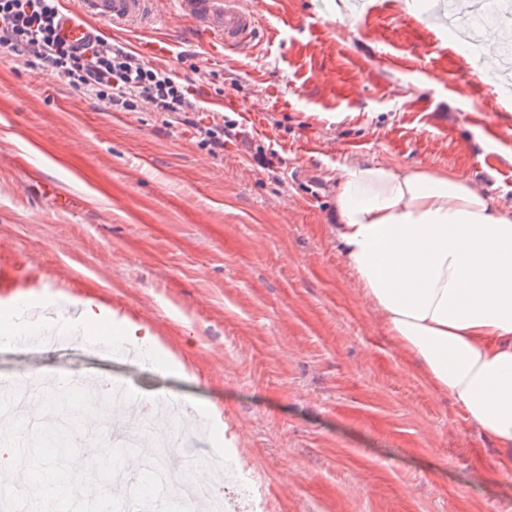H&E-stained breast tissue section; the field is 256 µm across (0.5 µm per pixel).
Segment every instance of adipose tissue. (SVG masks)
Wrapping results in <instances>:
<instances>
[{
	"mask_svg": "<svg viewBox=\"0 0 512 512\" xmlns=\"http://www.w3.org/2000/svg\"><path fill=\"white\" fill-rule=\"evenodd\" d=\"M335 234L363 298L512 473V213L466 179L341 167Z\"/></svg>",
	"mask_w": 512,
	"mask_h": 512,
	"instance_id": "1",
	"label": "adipose tissue"
}]
</instances>
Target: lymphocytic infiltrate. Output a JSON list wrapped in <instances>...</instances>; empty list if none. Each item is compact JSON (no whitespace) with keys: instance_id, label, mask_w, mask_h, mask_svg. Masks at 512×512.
<instances>
[{"instance_id":"lymphocytic-infiltrate-1","label":"lymphocytic infiltrate","mask_w":512,"mask_h":512,"mask_svg":"<svg viewBox=\"0 0 512 512\" xmlns=\"http://www.w3.org/2000/svg\"><path fill=\"white\" fill-rule=\"evenodd\" d=\"M59 0H0V46L26 62L55 72L115 112L159 113L195 126L210 155L224 151L223 116L196 125L200 99L172 70L154 66L118 42L98 35L76 46L58 32Z\"/></svg>"}]
</instances>
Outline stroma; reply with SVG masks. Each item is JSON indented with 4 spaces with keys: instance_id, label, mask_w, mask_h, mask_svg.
Listing matches in <instances>:
<instances>
[{
    "instance_id": "stroma-1",
    "label": "stroma",
    "mask_w": 512,
    "mask_h": 512,
    "mask_svg": "<svg viewBox=\"0 0 512 512\" xmlns=\"http://www.w3.org/2000/svg\"><path fill=\"white\" fill-rule=\"evenodd\" d=\"M337 0H242L263 33L210 56L161 0L165 68L210 122L231 99L224 153L155 112H112L0 47V310L59 318L92 306L137 327L155 363L68 339L0 344V382L115 379L143 403L181 401L164 467L220 452L247 512H512L492 442L387 335L331 230L336 176L352 161L469 178L512 212V102L473 74L398 0H364L354 29ZM46 182L71 198L57 209ZM155 458L166 419L109 408Z\"/></svg>"
}]
</instances>
